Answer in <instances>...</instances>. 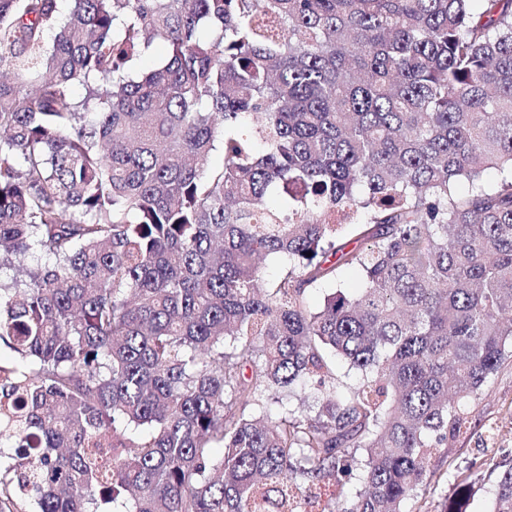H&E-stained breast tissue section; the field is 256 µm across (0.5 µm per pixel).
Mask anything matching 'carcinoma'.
I'll return each mask as SVG.
<instances>
[{
  "label": "carcinoma",
  "instance_id": "1",
  "mask_svg": "<svg viewBox=\"0 0 512 512\" xmlns=\"http://www.w3.org/2000/svg\"><path fill=\"white\" fill-rule=\"evenodd\" d=\"M3 267L0 512H406L512 359V0H0Z\"/></svg>",
  "mask_w": 512,
  "mask_h": 512
}]
</instances>
